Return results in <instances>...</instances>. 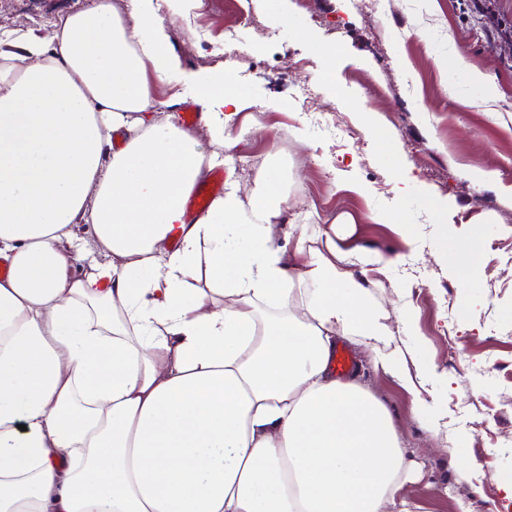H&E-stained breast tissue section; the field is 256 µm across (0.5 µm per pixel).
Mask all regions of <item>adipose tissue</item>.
Returning <instances> with one entry per match:
<instances>
[{
	"label": "adipose tissue",
	"mask_w": 512,
	"mask_h": 512,
	"mask_svg": "<svg viewBox=\"0 0 512 512\" xmlns=\"http://www.w3.org/2000/svg\"><path fill=\"white\" fill-rule=\"evenodd\" d=\"M125 2L0 26V512H411L388 411L330 366L354 338L429 406L433 365L394 345L411 313L375 309L335 238L276 244V175L186 223L220 155L164 117L178 61L152 0ZM183 80L228 145L240 91ZM78 250L106 259L78 276Z\"/></svg>",
	"instance_id": "obj_1"
}]
</instances>
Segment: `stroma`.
<instances>
[{
  "mask_svg": "<svg viewBox=\"0 0 512 512\" xmlns=\"http://www.w3.org/2000/svg\"><path fill=\"white\" fill-rule=\"evenodd\" d=\"M77 0H0V24L47 27ZM179 68H223L245 102L224 150L241 193L277 174L286 199L279 246L335 229L347 251L385 260L370 269L369 296L414 317L408 342L432 363L435 410L413 414V397L375 370L368 352L342 339L352 372L388 409L411 460L424 471L409 486L416 512H492L500 480L512 479V68L500 56L512 37V0H184L162 13ZM340 45L332 61L308 35ZM460 53L494 76L501 96L442 73L436 58ZM412 65L403 73L401 60ZM331 66L334 79L317 75ZM352 126L356 138L343 136ZM391 139L379 152L377 131ZM491 172L481 186L468 169ZM403 213V226L377 217ZM476 242L479 257L461 274L434 256L445 242ZM409 291L395 297L393 282ZM475 299L472 323L460 308ZM456 346H449V338ZM482 471H467V462Z\"/></svg>",
  "mask_w": 512,
  "mask_h": 512,
  "instance_id": "stroma-1",
  "label": "stroma"
}]
</instances>
